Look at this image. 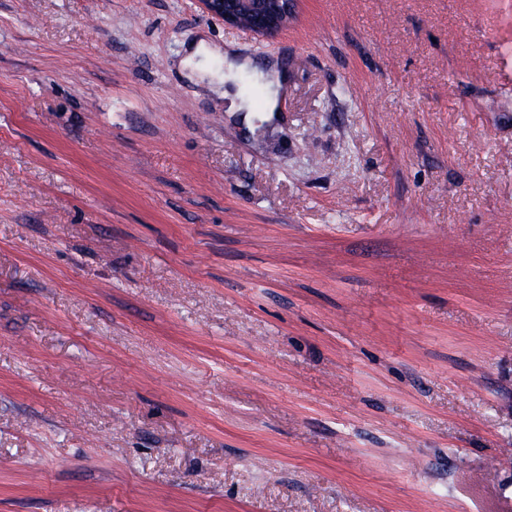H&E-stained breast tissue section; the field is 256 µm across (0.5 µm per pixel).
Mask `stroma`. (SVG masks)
I'll list each match as a JSON object with an SVG mask.
<instances>
[{
    "label": "stroma",
    "instance_id": "35a3bbf8",
    "mask_svg": "<svg viewBox=\"0 0 512 512\" xmlns=\"http://www.w3.org/2000/svg\"><path fill=\"white\" fill-rule=\"evenodd\" d=\"M0 512H512V0H0ZM202 10L224 26L274 37L294 17L297 0H197Z\"/></svg>",
    "mask_w": 512,
    "mask_h": 512
}]
</instances>
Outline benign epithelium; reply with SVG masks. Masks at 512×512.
Returning <instances> with one entry per match:
<instances>
[{
    "mask_svg": "<svg viewBox=\"0 0 512 512\" xmlns=\"http://www.w3.org/2000/svg\"><path fill=\"white\" fill-rule=\"evenodd\" d=\"M297 0H198L202 10L224 25L273 37L294 17Z\"/></svg>",
    "mask_w": 512,
    "mask_h": 512,
    "instance_id": "obj_1",
    "label": "benign epithelium"
}]
</instances>
